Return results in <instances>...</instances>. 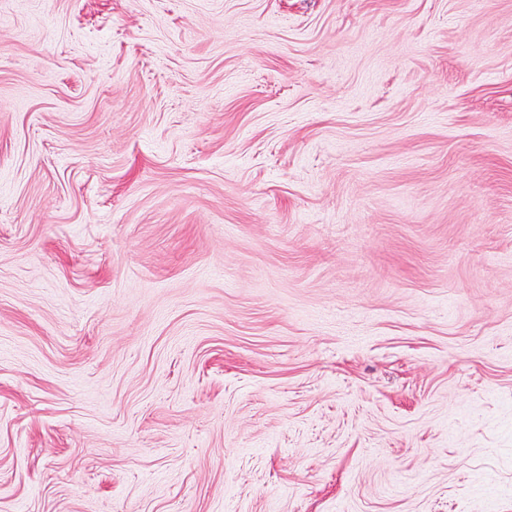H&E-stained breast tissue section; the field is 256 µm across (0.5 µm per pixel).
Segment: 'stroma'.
I'll list each match as a JSON object with an SVG mask.
<instances>
[{
    "label": "stroma",
    "instance_id": "obj_1",
    "mask_svg": "<svg viewBox=\"0 0 512 512\" xmlns=\"http://www.w3.org/2000/svg\"><path fill=\"white\" fill-rule=\"evenodd\" d=\"M0 512H512V0H0Z\"/></svg>",
    "mask_w": 512,
    "mask_h": 512
}]
</instances>
